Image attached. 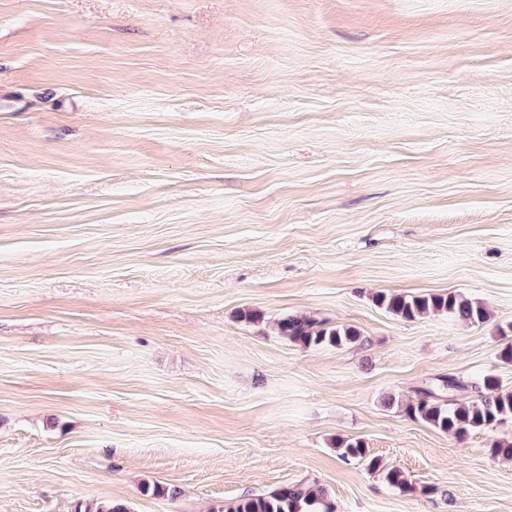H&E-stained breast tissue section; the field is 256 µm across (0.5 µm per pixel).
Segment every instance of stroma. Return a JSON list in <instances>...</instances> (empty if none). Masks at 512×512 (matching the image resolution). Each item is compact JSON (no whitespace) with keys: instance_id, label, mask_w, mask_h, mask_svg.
I'll use <instances>...</instances> for the list:
<instances>
[{"instance_id":"35a3bbf8","label":"stroma","mask_w":512,"mask_h":512,"mask_svg":"<svg viewBox=\"0 0 512 512\" xmlns=\"http://www.w3.org/2000/svg\"><path fill=\"white\" fill-rule=\"evenodd\" d=\"M511 329L512 0H0V512H512L511 420L403 411ZM374 301L389 313L410 321L431 312L447 314L450 318L472 324L484 323L489 318L484 306L454 292L422 296L381 292L375 296ZM328 319L286 316L278 323L281 336L305 348L355 344L360 333L353 327L328 325ZM336 449L341 458L347 461L357 460L362 462L368 471L380 470V462L375 457L367 454L364 443L361 440H342L336 441ZM217 512H334V503L325 487L298 482L263 495L244 496Z\"/></svg>"}]
</instances>
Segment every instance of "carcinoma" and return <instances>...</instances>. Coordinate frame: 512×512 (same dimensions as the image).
<instances>
[{
    "label": "carcinoma",
    "instance_id": "obj_1",
    "mask_svg": "<svg viewBox=\"0 0 512 512\" xmlns=\"http://www.w3.org/2000/svg\"><path fill=\"white\" fill-rule=\"evenodd\" d=\"M377 306L389 313L414 320L431 312L446 314L450 318L481 324L489 313L479 303L454 292L410 296L381 292L375 296ZM280 334L305 348L355 344L360 333L353 327L331 325L327 319L305 316H286L278 323ZM404 413L412 420L423 421L441 432L461 439L473 430L495 428L512 419V390L503 389L494 375H486L479 383L467 385L453 375L440 376L420 388ZM341 458L357 460L369 471L380 470V462L367 454L360 440L336 441ZM385 481L402 492L412 491L403 473L390 469ZM85 512H127L124 504L111 499L90 504ZM218 512H334V503L323 486L305 482L283 485L268 493L242 497Z\"/></svg>",
    "mask_w": 512,
    "mask_h": 512
}]
</instances>
